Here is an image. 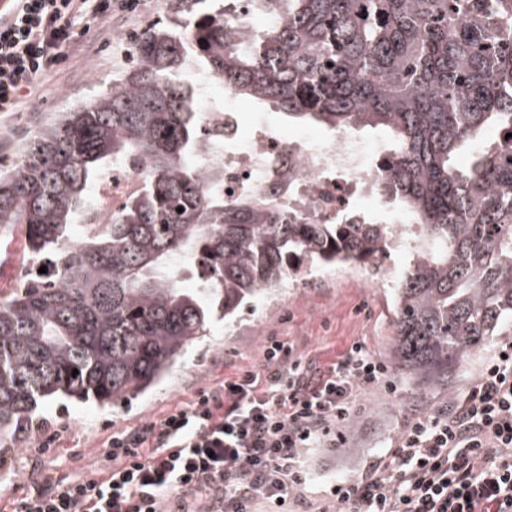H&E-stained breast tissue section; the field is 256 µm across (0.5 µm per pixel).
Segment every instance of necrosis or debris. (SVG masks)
I'll return each instance as SVG.
<instances>
[{
	"label": "necrosis or debris",
	"instance_id": "necrosis-or-debris-1",
	"mask_svg": "<svg viewBox=\"0 0 512 512\" xmlns=\"http://www.w3.org/2000/svg\"><path fill=\"white\" fill-rule=\"evenodd\" d=\"M215 83L209 75L198 80L206 101L205 124L225 129L223 144L214 150L224 163L225 193L244 185L256 191L275 185L287 209L320 224H361L381 212L373 151L349 134L329 140L310 134L291 138L263 123L242 130L234 92L224 90L223 102H214ZM142 186L136 170L114 164L92 189L82 223H111Z\"/></svg>",
	"mask_w": 512,
	"mask_h": 512
}]
</instances>
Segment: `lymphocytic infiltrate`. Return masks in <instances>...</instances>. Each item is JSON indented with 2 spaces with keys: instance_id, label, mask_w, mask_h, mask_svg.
Wrapping results in <instances>:
<instances>
[{
  "instance_id": "obj_1",
  "label": "lymphocytic infiltrate",
  "mask_w": 512,
  "mask_h": 512,
  "mask_svg": "<svg viewBox=\"0 0 512 512\" xmlns=\"http://www.w3.org/2000/svg\"><path fill=\"white\" fill-rule=\"evenodd\" d=\"M139 0H12L0 26V112H19L38 80L79 48V19L135 14ZM273 370L201 388L171 410L103 442L90 470L31 483L0 512H294L304 451L336 439L355 393L386 366L362 343L311 378L285 342ZM340 512H512V339L502 341L449 411L414 417L371 478L334 485Z\"/></svg>"
}]
</instances>
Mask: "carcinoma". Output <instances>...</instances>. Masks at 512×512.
Wrapping results in <instances>:
<instances>
[{
	"instance_id": "carcinoma-1",
	"label": "carcinoma",
	"mask_w": 512,
	"mask_h": 512,
	"mask_svg": "<svg viewBox=\"0 0 512 512\" xmlns=\"http://www.w3.org/2000/svg\"><path fill=\"white\" fill-rule=\"evenodd\" d=\"M203 2L165 0L170 17L138 37L112 88L45 126L0 177V241L23 225L29 261L23 286L0 294V462L41 404L139 397L215 319L313 267L377 283L383 259L406 254L393 362L421 390L451 387L512 323V0H250L271 22L248 36L238 0ZM189 69L334 137L384 132L378 194L418 235L306 224L275 186L224 198ZM115 162L141 170L142 191L74 236ZM179 265L197 287L178 286Z\"/></svg>"
}]
</instances>
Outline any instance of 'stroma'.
I'll return each mask as SVG.
<instances>
[{
	"mask_svg": "<svg viewBox=\"0 0 512 512\" xmlns=\"http://www.w3.org/2000/svg\"><path fill=\"white\" fill-rule=\"evenodd\" d=\"M163 0H140L137 13L85 26V50L69 56L41 80L38 99L23 112H0V173L15 170L44 126L62 113L111 87L113 76L132 62L131 39L161 19ZM25 230L16 227L10 242L0 245V291L19 287L27 269ZM390 294L361 269L342 268L312 273L287 287L275 303L259 301L237 313L232 325L216 320L207 336L189 348L186 361L144 396L113 407L47 403L41 425L55 430V447L41 451L35 439L0 463V499L23 493L19 479L40 480L84 467L75 450L94 454L117 430H133L192 401L196 391L231 379L241 371L262 368L269 337L292 345L294 355L312 370H322L362 342L387 364L384 385L359 390L349 417L340 423L335 444L308 449L307 482L295 492L302 512H323L331 506L336 482L358 479L386 462L405 424L414 416L450 405L474 384L482 364L493 354L486 346L461 365L451 390L422 392L392 370L394 337Z\"/></svg>",
	"mask_w": 512,
	"mask_h": 512,
	"instance_id": "1",
	"label": "stroma"
}]
</instances>
